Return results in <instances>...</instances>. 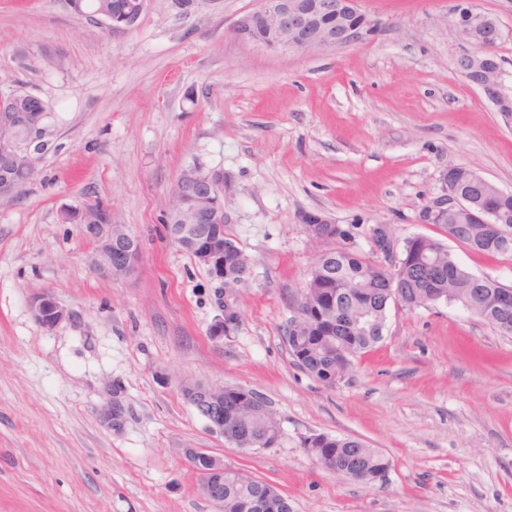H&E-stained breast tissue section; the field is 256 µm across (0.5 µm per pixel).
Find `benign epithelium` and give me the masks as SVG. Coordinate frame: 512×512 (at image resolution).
<instances>
[{
    "label": "benign epithelium",
    "instance_id": "1",
    "mask_svg": "<svg viewBox=\"0 0 512 512\" xmlns=\"http://www.w3.org/2000/svg\"><path fill=\"white\" fill-rule=\"evenodd\" d=\"M455 5L448 20V31L470 43L477 30L485 26L500 28L496 17L474 8L471 0H454ZM379 22L359 8L358 0H259V6L242 14L232 27L233 35L251 41L258 33L264 35L265 46L271 50H288L305 53L323 48L350 46L373 34ZM497 43L480 46L459 60L463 76L484 89L485 84L475 79L479 69L493 68L498 74L496 84L504 105L512 99L505 90L503 72L496 65ZM9 103L0 100V197H7L19 190L12 179L17 169L38 171L44 152L37 144L50 137L51 131L43 124L48 112L47 104L25 92L8 95ZM440 189L429 197L419 212V222L435 224L448 218V213L467 210L470 201L462 194L448 188V171L439 175ZM224 175L217 171L198 169L197 173L177 179L171 189L167 214L178 210L190 213V220L175 229L174 237L189 235L200 243L194 261L203 267L209 278L217 284L215 315L208 336L215 343H224V327L233 322L229 314L239 315L231 304L224 303V267L216 265L224 257ZM382 247L378 255L383 263L392 260L395 242L388 229L376 226ZM84 230L95 244L93 266L114 280L132 278L139 267V239L121 225L107 221L88 224ZM36 320L47 331L54 330L69 319V312L52 297L41 295L31 300ZM182 398L207 424L212 433L224 436V410L240 404L242 387L229 389L212 387L195 381H183L179 387ZM199 492L212 503L224 502V465H219L199 477Z\"/></svg>",
    "mask_w": 512,
    "mask_h": 512
}]
</instances>
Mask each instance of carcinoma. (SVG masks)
Segmentation results:
<instances>
[{
    "mask_svg": "<svg viewBox=\"0 0 512 512\" xmlns=\"http://www.w3.org/2000/svg\"><path fill=\"white\" fill-rule=\"evenodd\" d=\"M448 184L472 201L476 213H488L496 223L482 224L450 214L443 224L445 233L475 252L512 259V244L504 243L506 233H512V192L476 178L466 166L453 167ZM308 231L322 242L350 239L337 224H310ZM224 242L229 245L224 251V298L235 306V293L247 281L249 266L234 241L226 238ZM308 287L315 304L304 309L300 335L290 337L288 351L298 368L329 387L336 385L340 370L383 340L373 332L356 331L353 325L359 315L381 317L392 289L400 290L401 305L408 309L456 304L512 335V316L503 319L497 306L498 290L504 284L468 272L442 242L428 236L405 239L393 271L380 262L374 248L368 254L352 244L326 249L321 262L310 267ZM265 403L267 399L253 390L242 394L241 408L224 413V431L256 448L281 435L280 424L263 408ZM301 446L307 455L322 457L334 467L356 468L363 478L389 467L383 453L354 437L311 433L303 437ZM255 500L261 504L256 512H290L280 491L263 481H244L237 470L224 468L222 512H244L245 504Z\"/></svg>",
    "mask_w": 512,
    "mask_h": 512,
    "instance_id": "carcinoma-1",
    "label": "carcinoma"
}]
</instances>
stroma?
<instances>
[{
  "instance_id": "1",
  "label": "stroma",
  "mask_w": 512,
  "mask_h": 512,
  "mask_svg": "<svg viewBox=\"0 0 512 512\" xmlns=\"http://www.w3.org/2000/svg\"><path fill=\"white\" fill-rule=\"evenodd\" d=\"M502 29L512 87V0H472ZM376 33L341 49L271 51L234 37L258 0H148L106 29L72 0H0V96L49 107L54 143L0 198V512H219L183 457L206 448L278 487L293 512H512V336L457 307L390 306L385 336L328 387L293 362L281 329L325 246L321 212L370 252L444 242L459 264L512 285V262L470 250L418 213L453 165L512 191V123L459 72L470 45L454 0H360ZM224 174V234L249 259L240 328L214 343L215 285L167 238L169 193L190 166ZM95 200L140 238L137 274L90 266L62 206ZM69 314L53 331L31 300ZM267 398L278 445L243 454L212 434L179 384ZM120 387L124 421L102 412ZM353 436L390 460L371 484L314 464L310 433ZM299 223L307 224L311 236L322 242L346 244L344 241L351 239L345 230L335 224V221L322 213L304 212L299 216Z\"/></svg>"
}]
</instances>
